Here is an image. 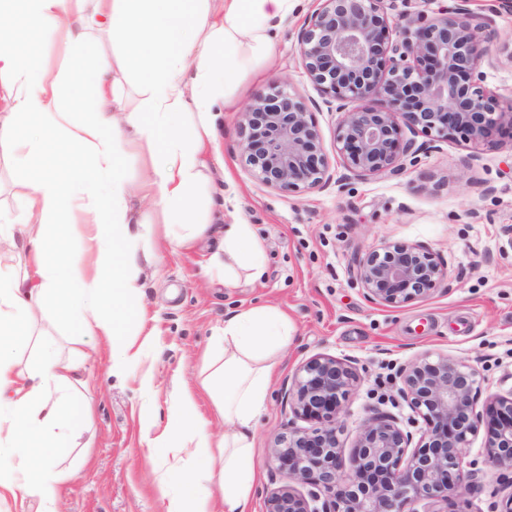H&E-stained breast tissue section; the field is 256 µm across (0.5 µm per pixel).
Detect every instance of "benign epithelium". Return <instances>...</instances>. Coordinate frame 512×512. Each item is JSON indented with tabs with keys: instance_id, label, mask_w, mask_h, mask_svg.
<instances>
[{
	"instance_id": "benign-epithelium-1",
	"label": "benign epithelium",
	"mask_w": 512,
	"mask_h": 512,
	"mask_svg": "<svg viewBox=\"0 0 512 512\" xmlns=\"http://www.w3.org/2000/svg\"><path fill=\"white\" fill-rule=\"evenodd\" d=\"M387 0H323L301 27L297 50L309 80L338 102L336 151L356 176L397 174L402 159L422 150L414 135L460 138L476 146L512 139V102L503 104L481 83L494 38L491 19L456 0L433 17L408 14L389 37ZM377 98V109L348 104ZM241 155L260 182L283 192L329 184L328 159L307 103L282 82L272 83L241 113ZM356 276L370 302L399 307L430 295L447 279L432 253L396 244L356 259ZM403 388L425 429L411 440L395 418L376 413L361 425L349 469H344L336 419L358 386L356 370L317 355L295 371L288 405L310 423L278 435L271 462L288 484L274 491L266 512H420L425 502L444 512H466L455 500L475 482L464 468L466 450L485 426L484 453L498 471L512 473V390L489 396L476 411L477 372L446 356H424L405 367ZM308 482L320 493L301 494ZM330 498L318 509L319 494Z\"/></svg>"
}]
</instances>
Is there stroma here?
Here are the masks:
<instances>
[{
    "label": "stroma",
    "instance_id": "stroma-1",
    "mask_svg": "<svg viewBox=\"0 0 512 512\" xmlns=\"http://www.w3.org/2000/svg\"><path fill=\"white\" fill-rule=\"evenodd\" d=\"M319 0H299L278 24L275 55L241 76L230 94L234 107L216 115V149L197 195L206 234L190 247L164 254L145 269V327L158 343L146 359L160 396L174 378L195 384L217 328L255 304L279 307L296 333L277 367L267 409L256 430L260 478L251 512H265L268 495L284 485L270 460L278 434L302 427L285 395L294 371L316 355L349 361L359 377L338 420L344 454H351L362 421L376 412L397 418L412 441L425 424L403 400L401 371L415 360L444 355L478 374L481 396L512 389V140L473 146L417 135L416 159L400 173L357 177L336 151L339 114L307 77L297 35ZM275 81L316 102L315 118L329 161L324 188L285 193L258 181L240 156V114ZM30 190L27 171L0 154V213L11 214ZM252 225L262 241L266 275L258 283L224 285V227ZM430 251L447 279L432 295L397 308L371 303L353 272L357 255L388 244ZM80 402L92 408L81 421L76 447L64 449L61 467L81 465L66 482L57 512H161L156 464L141 442L139 371L112 377L107 353L82 368ZM476 435L465 456L475 485L460 497L472 512H496L512 488L488 468Z\"/></svg>",
    "mask_w": 512,
    "mask_h": 512
}]
</instances>
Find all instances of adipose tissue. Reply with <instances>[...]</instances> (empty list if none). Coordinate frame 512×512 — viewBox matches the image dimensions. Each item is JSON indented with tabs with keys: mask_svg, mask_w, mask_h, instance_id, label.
Here are the masks:
<instances>
[{
	"mask_svg": "<svg viewBox=\"0 0 512 512\" xmlns=\"http://www.w3.org/2000/svg\"><path fill=\"white\" fill-rule=\"evenodd\" d=\"M0 0V152L28 169L32 190L17 214L0 220V500L55 512L72 470H58L84 414L74 404L79 367L53 339H42L32 365L21 356L35 309L51 306L75 339L93 338L96 360L108 348L112 374L138 364L152 338L127 328L141 276L157 255L140 249L152 202L171 230L174 251L206 225L195 191L207 168L213 117L222 88L267 60L273 22L298 0ZM62 30L67 59L55 74L39 57L40 35ZM111 31L117 63L90 57L88 45ZM133 81L144 111H130L118 89ZM152 153L138 187L119 164L122 143ZM85 217L92 262L77 254L70 229ZM26 256L24 269L12 259ZM266 253L253 227H224V285L239 272L262 281ZM294 325L266 305L239 310L216 331L195 386L179 385L159 403L152 373L139 386L141 431L157 460L164 512H249L259 479L255 432L273 372ZM207 396L209 410L198 399ZM224 427L214 435L213 425Z\"/></svg>",
	"mask_w": 512,
	"mask_h": 512,
	"instance_id": "ef3b65f1",
	"label": "adipose tissue"
}]
</instances>
